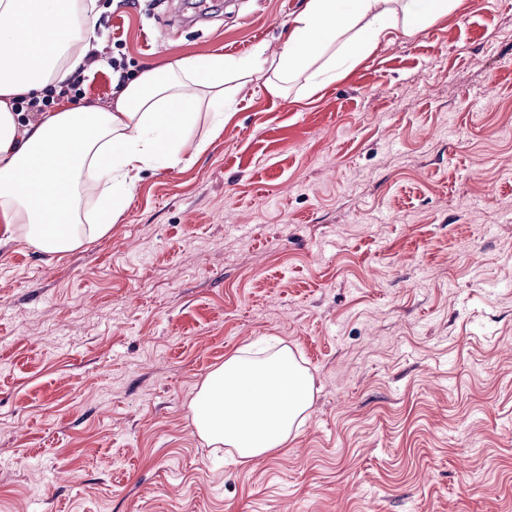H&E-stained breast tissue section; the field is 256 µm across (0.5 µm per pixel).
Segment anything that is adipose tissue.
<instances>
[{
	"label": "adipose tissue",
	"mask_w": 512,
	"mask_h": 512,
	"mask_svg": "<svg viewBox=\"0 0 512 512\" xmlns=\"http://www.w3.org/2000/svg\"><path fill=\"white\" fill-rule=\"evenodd\" d=\"M463 0H304L288 21L275 57L259 46L247 57H187L163 69H145L123 84L112 108L79 105L22 120L12 102L43 97L85 62L82 31L96 0H0V220L17 225L30 247L64 254L86 238L107 233L126 206L142 171L174 166L202 143L192 138L202 104L224 123V74L275 68L280 81L305 76L310 91L341 76L370 54L391 29L411 34ZM343 40L337 66L315 61ZM99 189L95 222L84 225L80 186ZM313 378L289 347L257 356L241 348L204 379L190 404L206 443L241 461L287 447L304 424Z\"/></svg>",
	"instance_id": "1"
}]
</instances>
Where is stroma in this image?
<instances>
[{"mask_svg": "<svg viewBox=\"0 0 512 512\" xmlns=\"http://www.w3.org/2000/svg\"><path fill=\"white\" fill-rule=\"evenodd\" d=\"M303 0H98L78 103L184 57L277 54ZM141 173L65 254L0 234V512H512V0L394 31ZM282 342L314 378L287 448L236 464L190 402Z\"/></svg>", "mask_w": 512, "mask_h": 512, "instance_id": "1", "label": "stroma"}]
</instances>
